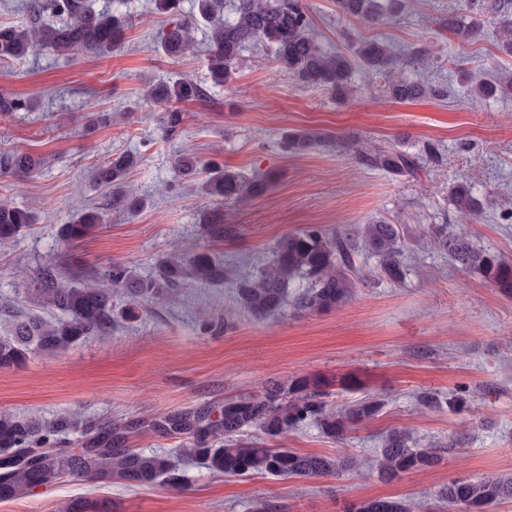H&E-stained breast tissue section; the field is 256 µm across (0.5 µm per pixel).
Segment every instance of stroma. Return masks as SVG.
Listing matches in <instances>:
<instances>
[{
    "mask_svg": "<svg viewBox=\"0 0 512 512\" xmlns=\"http://www.w3.org/2000/svg\"><path fill=\"white\" fill-rule=\"evenodd\" d=\"M313 33L329 51L346 52L372 37L390 42L405 76L448 83L445 100L392 102L383 79L355 72L356 91L340 104L322 90L296 83L261 48L245 52L231 80L212 87L206 41L173 61L157 41L164 18L153 0H125L133 21L105 53L71 57L42 51L0 64V95L34 100L32 110L0 112V151L26 150L44 158L28 177L0 174V200L32 212L35 222L0 246V303L28 309L27 282L49 261L69 274L104 279L119 262L152 275L158 256L186 257L209 247L224 264L218 286L186 281L143 305L136 319H118L111 335L93 336L58 354L37 353L18 368L0 369V412L52 418L62 413L127 428L133 447L151 452L179 447V438L153 429L170 413L210 409L266 382L300 376L333 379L332 408L365 396L380 411L357 423L346 443L324 438L312 425L282 439L301 453L351 455L358 471L337 478L285 479L217 475L185 465L188 488L128 486L119 481L65 477L0 512H66L82 499L98 512H342L345 503L396 497L441 512L437 491L454 478L512 476V297L475 272L428 247L433 232L465 234L487 252L512 261V97L479 106L468 76L512 72L493 33L472 44L447 30L449 15H471L467 0H403L396 18L369 26L346 18L335 0H307ZM185 77L205 86L203 100L182 103L186 119L165 134L161 104L142 98L145 83ZM311 129L324 142L304 154L288 152L282 135ZM437 145L435 159L411 173L393 174L357 162L345 143L415 152ZM138 153L129 190L144 207L112 205V194L91 184L93 170L112 154ZM189 152L245 175L269 174L261 198L224 206L230 235L205 236L201 222L214 203L183 189L173 169ZM474 186L483 213L461 220L448 197L452 185ZM107 205V221L68 245L61 224L91 205ZM384 219L398 224L406 275L393 283L376 257L357 260L365 278L344 306L321 314L285 309L255 319L225 318L238 275L255 274L276 241L310 224L330 229ZM431 393L439 406L423 405ZM406 431L440 448V464L388 481L379 477L382 436Z\"/></svg>",
    "mask_w": 512,
    "mask_h": 512,
    "instance_id": "stroma-1",
    "label": "stroma"
}]
</instances>
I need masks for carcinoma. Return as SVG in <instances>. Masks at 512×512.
Here are the masks:
<instances>
[{
    "label": "carcinoma",
    "mask_w": 512,
    "mask_h": 512,
    "mask_svg": "<svg viewBox=\"0 0 512 512\" xmlns=\"http://www.w3.org/2000/svg\"><path fill=\"white\" fill-rule=\"evenodd\" d=\"M399 0H336V10L345 17H356L375 25L393 16ZM482 13L495 25L498 49L512 55V0H478ZM155 8L172 16L170 27L159 36L158 49L169 58H179L191 50L199 23L205 24L208 43V72L215 86L224 85L234 74L243 53L252 45L261 46L278 65L301 85L318 87L330 98L343 103L356 87L357 69L381 75L387 81L388 96L397 102L420 98L441 100L448 89L400 76L395 71V55L390 46L377 39L362 40L346 54L327 52L311 32V17L305 0H194V10L186 14L182 0H155ZM27 21L23 25L0 23V63L26 57L36 51L69 56L77 51L112 50L128 20L117 8L97 10L89 0H26ZM479 23L448 16V31L463 43L479 36ZM206 91L198 84L179 78L145 87L143 96L166 104L163 125L176 132L184 113L172 104L202 98ZM477 103L512 96V76L470 86ZM32 108L23 98L0 96V112ZM284 143L293 153H304L322 139L309 129L287 131ZM435 146L425 143L409 153L377 147L357 152L359 163L395 174L412 172L434 157ZM141 158L121 152L100 164L95 186L112 188V203L130 211L144 201L125 192L128 175ZM43 165L41 156L19 150L0 152V173L29 176ZM181 180L196 183L210 197L220 201H243L263 196L270 179H249L216 163L206 164L184 153L174 160ZM449 196L462 215L474 217L483 209L473 186L459 182ZM105 206L91 207L62 225L60 239L76 243L105 223ZM34 217L26 209L0 203V243L16 240ZM210 238L231 232L224 214L212 211L203 217ZM436 249L463 270L477 272L512 295V263L486 252L462 234L435 236ZM402 243L398 225L388 221L333 229L309 225L283 235L272 257L259 275L242 277L235 284V310H246L263 317L290 306L297 313L330 312L350 297L358 277L355 262L361 254L378 258L380 274L392 282L404 278ZM110 287L100 288L79 282L57 263L41 267L25 293L36 299L42 312L26 310L11 303L0 306V368L19 367L35 353L62 352L89 336H105L112 331V289L123 290L130 298L127 315H136L138 303L150 301L166 287H175L185 278L211 285L224 280V266L203 249L181 260L161 257L155 274L139 277L128 267L112 265ZM308 285L292 291L295 282ZM332 381L301 376L284 382H271L257 393L224 399L222 419L211 420L202 410L178 411L158 426L168 435L182 436L185 445L172 452L146 453L124 445L122 426L107 429L87 424L76 416L50 420L10 412H0V502L20 498L35 488L49 485L69 475L90 481L118 480L128 486L161 484L182 490L187 479L180 467L183 457H193L213 473L234 476L267 474L275 477L312 479L337 477L356 467L352 457L301 454L273 444L290 432L314 425L333 442L347 439L353 425L378 413L381 402L367 397L350 409L334 410L327 401ZM255 429L261 439L241 443L233 436ZM80 432L92 440L90 448L79 451L53 447L56 437ZM441 456L432 447H422L409 434L393 430L381 440L376 468L382 478L394 480L406 474L425 471L439 464ZM444 512H492L504 500H512V477L454 479L438 491ZM350 512H411L408 501L400 498H374L359 501Z\"/></svg>",
    "instance_id": "obj_1"
}]
</instances>
